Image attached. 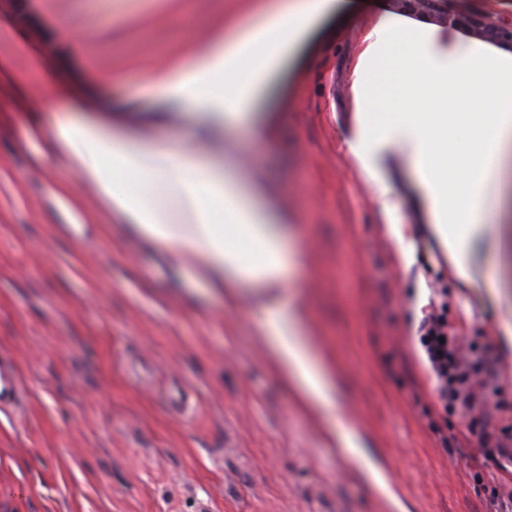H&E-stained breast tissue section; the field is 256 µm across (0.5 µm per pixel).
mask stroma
<instances>
[{"label": "stroma", "mask_w": 512, "mask_h": 512, "mask_svg": "<svg viewBox=\"0 0 512 512\" xmlns=\"http://www.w3.org/2000/svg\"><path fill=\"white\" fill-rule=\"evenodd\" d=\"M241 6L0 0V61L54 84L69 120L182 145L192 129L145 68L163 67L192 29L224 35ZM442 8L512 28V0ZM383 11L398 8L357 0L327 19L288 63L305 74L293 103L283 80L265 92L274 137L240 133L287 206L304 329L341 374L327 415L365 439L363 459L330 446L267 366L253 310L226 307L76 179L55 114L28 111L22 85L0 91V355L21 388L0 411V512H512V462L486 459L479 424L443 410L416 334L447 288L449 322L500 369L512 356L503 301L461 286L409 169L394 164L414 239L402 269L344 151L362 36ZM491 403L490 428L512 452V379L499 376Z\"/></svg>", "instance_id": "stroma-1"}]
</instances>
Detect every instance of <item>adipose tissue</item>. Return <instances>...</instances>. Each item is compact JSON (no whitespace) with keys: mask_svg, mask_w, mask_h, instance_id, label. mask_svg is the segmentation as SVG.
<instances>
[{"mask_svg":"<svg viewBox=\"0 0 512 512\" xmlns=\"http://www.w3.org/2000/svg\"><path fill=\"white\" fill-rule=\"evenodd\" d=\"M349 0H246L225 26L227 39L192 42L151 73L168 102L196 113L194 148L150 146L106 137L99 126L61 121L55 138L79 180L108 201L137 238L170 259L192 261L230 306L259 310L257 334L268 366L299 405L319 412L339 376L304 339L302 313L285 298L295 255L288 226L261 180L244 174L236 148L222 162L204 158L212 126L247 127L265 139L273 122L257 114L265 87L284 63ZM435 30L391 14L372 18L353 72L354 135L347 153L373 184L384 234L403 266L412 247L403 201L385 176L405 164L430 231L463 287L497 286L488 259L512 247L503 218L512 213V54L478 45L432 49Z\"/></svg>","mask_w":512,"mask_h":512,"instance_id":"ef3b65f1","label":"adipose tissue"}]
</instances>
